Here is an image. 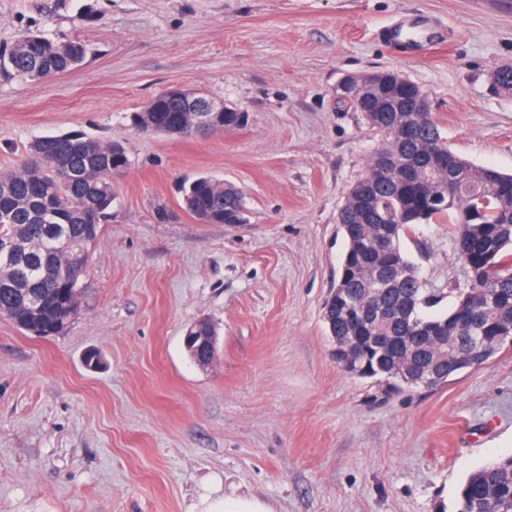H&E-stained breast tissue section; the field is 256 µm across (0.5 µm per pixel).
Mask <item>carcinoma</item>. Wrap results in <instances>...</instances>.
<instances>
[{
  "instance_id": "carcinoma-1",
  "label": "carcinoma",
  "mask_w": 512,
  "mask_h": 512,
  "mask_svg": "<svg viewBox=\"0 0 512 512\" xmlns=\"http://www.w3.org/2000/svg\"><path fill=\"white\" fill-rule=\"evenodd\" d=\"M86 47L79 40L54 42L27 34L0 53V78L35 80L80 66ZM494 89L512 92V66L491 75ZM416 84L390 82L384 94L405 103ZM337 104L362 115L382 142L368 166L389 162L376 177L366 174L351 188L339 212L346 231L336 287L343 303L324 313L332 336H382L384 354L369 357L370 377L401 387L398 367L411 360L434 367L442 382L470 368L473 336L500 350L499 337L512 336V175L478 167L446 149L429 112H368L349 100ZM185 104L161 94L137 113L143 133H168L172 116ZM46 135L33 140L28 159L0 170V238L16 242L20 256L0 259V315L28 333H61L77 315L84 274L79 272L87 239L97 242L100 224L112 206L113 183L129 158L116 141L84 133ZM467 177L453 195L448 174ZM183 204L198 221L237 224L243 197L223 181L201 176L181 187ZM416 224H447L456 242L466 282L452 289L454 300L443 314L423 310L442 298L419 276L401 247ZM381 282L374 297L366 289ZM458 512H512V456L474 472L459 492Z\"/></svg>"
}]
</instances>
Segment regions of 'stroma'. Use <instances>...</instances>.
Returning a JSON list of instances; mask_svg holds the SVG:
<instances>
[{
	"instance_id": "1",
	"label": "stroma",
	"mask_w": 512,
	"mask_h": 512,
	"mask_svg": "<svg viewBox=\"0 0 512 512\" xmlns=\"http://www.w3.org/2000/svg\"><path fill=\"white\" fill-rule=\"evenodd\" d=\"M414 15L444 23L436 48L380 39ZM28 32L88 53L0 80V169L71 131L120 141L129 166L70 326L39 337L0 316V512H457L465 479L512 454V348L429 389L336 363L338 214L380 136L332 88L400 72L453 151L510 174L512 95L490 75L512 65V0H0V46ZM170 87L247 122L137 131L130 115ZM199 176L242 191L243 223L184 209ZM401 245L430 287L464 281L447 225ZM202 319L206 366L183 344Z\"/></svg>"
}]
</instances>
